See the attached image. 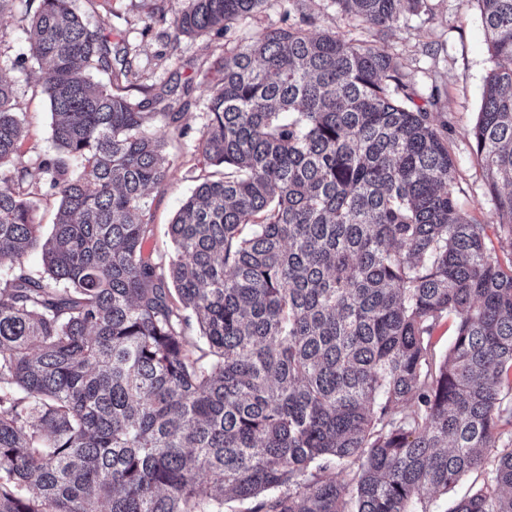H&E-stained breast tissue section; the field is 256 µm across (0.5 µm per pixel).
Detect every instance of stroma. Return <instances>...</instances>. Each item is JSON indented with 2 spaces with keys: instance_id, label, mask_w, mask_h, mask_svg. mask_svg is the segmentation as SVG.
<instances>
[{
  "instance_id": "1",
  "label": "stroma",
  "mask_w": 512,
  "mask_h": 512,
  "mask_svg": "<svg viewBox=\"0 0 512 512\" xmlns=\"http://www.w3.org/2000/svg\"><path fill=\"white\" fill-rule=\"evenodd\" d=\"M39 4L40 0H14L11 11L0 15V78L10 82L14 90L24 117L27 147L50 153L54 146L49 106L41 93L38 67L27 57V28ZM77 5L90 22L110 17L112 40L129 47L143 83L160 84L175 77L192 80L202 90L220 78L218 65L225 51L280 25L288 10V0H268L260 13L234 24L226 36H183L173 43L169 35L182 0H165L161 19L150 18L148 0H78ZM308 11L313 17L312 33L333 32L360 40L366 37L357 21L344 15L332 0H309ZM379 45L399 57L408 81L419 93H438L432 113L436 123L448 126V147L464 188L460 206L473 221L495 224L486 178L471 150V130L481 109L484 80L493 66L479 0H426L419 13L407 15ZM207 120L205 105L198 102L184 116L185 134L160 123L153 128L166 143L169 163L167 183L147 198L154 235L145 248L155 254L169 255L170 221L200 177L212 171L196 149Z\"/></svg>"
}]
</instances>
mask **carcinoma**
Masks as SVG:
<instances>
[{"label": "carcinoma", "instance_id": "carcinoma-1", "mask_svg": "<svg viewBox=\"0 0 512 512\" xmlns=\"http://www.w3.org/2000/svg\"><path fill=\"white\" fill-rule=\"evenodd\" d=\"M182 2L176 35L197 36L267 0ZM290 2L300 21L225 53L208 87L197 149L223 172L164 259L145 251L169 177L151 126L182 130L193 82L140 83L107 20L41 0L56 151L34 168L0 79V512H430L423 492L473 473L450 512H512V267L459 206L435 94L416 103L398 57L310 34ZM334 2L378 39L424 4ZM479 2L495 65L473 152L512 247V0Z\"/></svg>", "mask_w": 512, "mask_h": 512}]
</instances>
